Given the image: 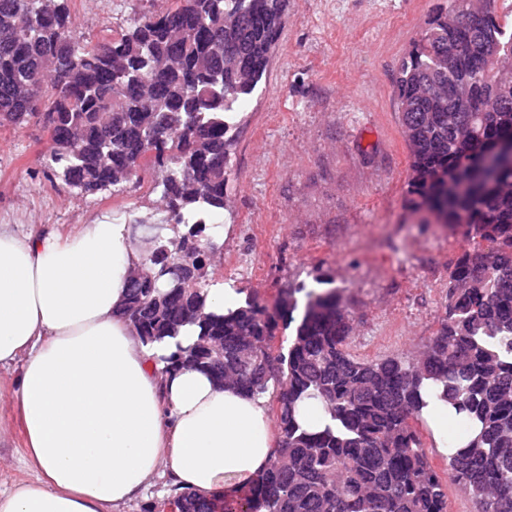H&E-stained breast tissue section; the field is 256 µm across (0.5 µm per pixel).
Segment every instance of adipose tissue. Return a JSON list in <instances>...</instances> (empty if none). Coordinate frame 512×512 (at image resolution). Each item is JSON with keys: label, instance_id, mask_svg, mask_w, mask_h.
<instances>
[{"label": "adipose tissue", "instance_id": "1", "mask_svg": "<svg viewBox=\"0 0 512 512\" xmlns=\"http://www.w3.org/2000/svg\"><path fill=\"white\" fill-rule=\"evenodd\" d=\"M102 218L62 236L0 224V388L20 411L35 478L0 489V512H115L167 471L174 486L239 497L275 453L266 400L172 369L196 326L146 342L122 313L144 253Z\"/></svg>", "mask_w": 512, "mask_h": 512}]
</instances>
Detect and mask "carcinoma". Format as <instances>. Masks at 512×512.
Listing matches in <instances>:
<instances>
[{
	"label": "carcinoma",
	"mask_w": 512,
	"mask_h": 512,
	"mask_svg": "<svg viewBox=\"0 0 512 512\" xmlns=\"http://www.w3.org/2000/svg\"><path fill=\"white\" fill-rule=\"evenodd\" d=\"M490 3L448 0L399 65L410 201L473 246L448 268L444 314L419 356L368 360L350 351L352 318L334 288H290L272 312L253 300L205 312L228 117L267 72L286 0H174L96 41L74 29L70 0H0V127L41 126L50 175L82 196L160 174L165 217L132 220L152 230L138 240L149 274L132 280L125 307L138 335L195 325L174 367L270 396L278 448L266 471L236 505L175 492L178 512H448L450 484L475 512H512V164L480 166L512 134V30ZM27 88L34 97L20 96ZM300 307L288 350H273ZM431 390L463 415L461 429L477 428L441 473L420 431ZM308 399L330 417L317 433L296 417Z\"/></svg>",
	"instance_id": "obj_1"
}]
</instances>
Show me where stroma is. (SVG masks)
Masks as SVG:
<instances>
[{"label":"stroma","mask_w":512,"mask_h":512,"mask_svg":"<svg viewBox=\"0 0 512 512\" xmlns=\"http://www.w3.org/2000/svg\"><path fill=\"white\" fill-rule=\"evenodd\" d=\"M172 0H73L101 38ZM444 0H288L266 75L243 101L226 165L219 278L274 307L330 277L353 317L359 357L414 358L438 327L448 267L466 241L406 202L408 149L394 93L399 64ZM42 128L0 127V224L68 235L102 215L155 211L152 180L82 196L48 177ZM0 484L31 478L12 405L0 406Z\"/></svg>","instance_id":"obj_1"}]
</instances>
